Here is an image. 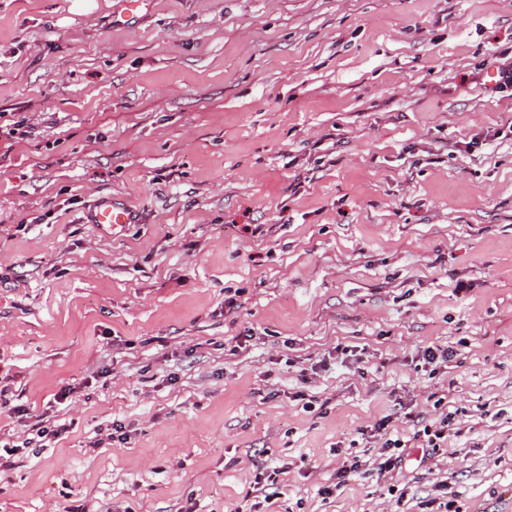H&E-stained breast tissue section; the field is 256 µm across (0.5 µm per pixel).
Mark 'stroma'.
I'll return each mask as SVG.
<instances>
[{
  "instance_id": "stroma-1",
  "label": "stroma",
  "mask_w": 512,
  "mask_h": 512,
  "mask_svg": "<svg viewBox=\"0 0 512 512\" xmlns=\"http://www.w3.org/2000/svg\"><path fill=\"white\" fill-rule=\"evenodd\" d=\"M511 65L512 0H0V512H512ZM87 224L112 228L115 224H130V214L125 207L115 202L112 196H101L85 214ZM457 410L449 412L445 417L440 419H429L425 415L417 414L411 421L416 428L413 439L416 441L413 446H407V442L400 438L392 439L387 438L384 446L381 448L383 451L380 456L375 460L377 463V470L383 474H389L391 479L396 478L399 474L405 478L403 469L405 465V456H408L405 448H426L422 449V456L420 464L427 463L431 460L430 450L433 452L436 448H442L441 444L448 441V437L452 434H458L461 429L455 427V417ZM453 432V433H452ZM417 446H414V445ZM403 448V449H402ZM431 448V449H428Z\"/></svg>"
}]
</instances>
